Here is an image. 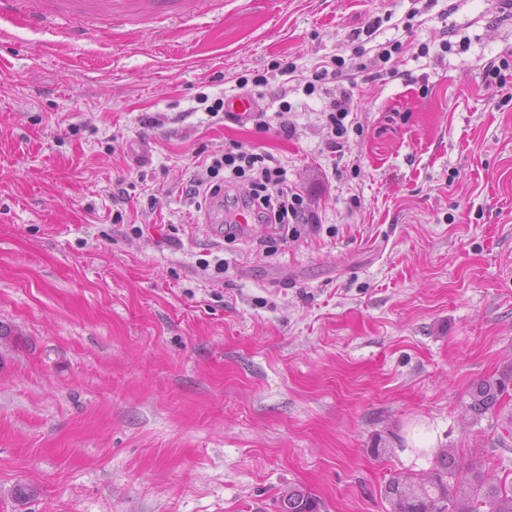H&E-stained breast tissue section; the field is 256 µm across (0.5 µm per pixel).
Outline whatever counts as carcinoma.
Instances as JSON below:
<instances>
[{"label": "carcinoma", "instance_id": "obj_1", "mask_svg": "<svg viewBox=\"0 0 512 512\" xmlns=\"http://www.w3.org/2000/svg\"><path fill=\"white\" fill-rule=\"evenodd\" d=\"M512 399V366L475 383L469 392L466 412L474 421L488 413L499 415ZM383 495L392 509L406 504L416 512L420 503H428L436 512H512V482L487 477L475 463L464 464L453 453L442 449L435 457L431 472L425 476L391 478ZM321 499L309 489L291 485L277 499V512H323Z\"/></svg>", "mask_w": 512, "mask_h": 512}]
</instances>
